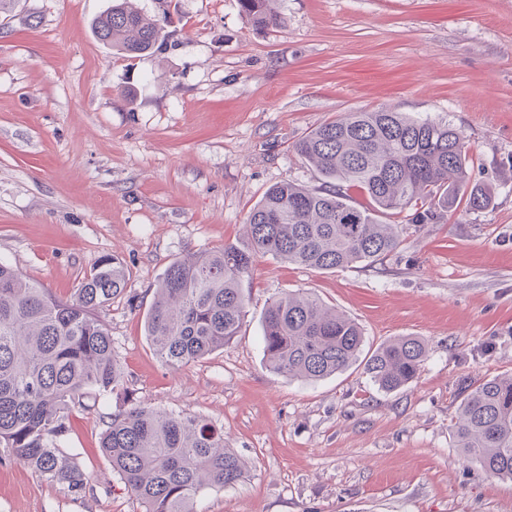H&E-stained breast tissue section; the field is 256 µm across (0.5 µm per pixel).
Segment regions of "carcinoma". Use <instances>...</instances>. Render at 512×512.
I'll use <instances>...</instances> for the list:
<instances>
[{"instance_id":"carcinoma-1","label":"carcinoma","mask_w":512,"mask_h":512,"mask_svg":"<svg viewBox=\"0 0 512 512\" xmlns=\"http://www.w3.org/2000/svg\"><path fill=\"white\" fill-rule=\"evenodd\" d=\"M275 2L239 0L257 27L283 22ZM93 32L130 56L155 51L167 37L128 0H113ZM294 149L323 186H270L246 219L247 245L175 260L162 273L145 333L166 366L180 369L237 336L246 315L240 284L256 256L320 270L374 262L398 248L403 230L379 215L410 212L411 223L430 224L462 204L480 211L493 201L490 187L470 181L469 145L448 121L346 112L308 132ZM352 186L370 206L350 202L346 188ZM127 280L124 264L105 256L62 300L0 263V447L41 479L80 493L88 478L63 448L70 416L90 390L121 396L129 407L107 421L102 454L145 512H197L201 493L239 483L245 464L212 422L133 401L110 330L98 316L124 293ZM364 342L358 323L317 297L288 292L265 311L264 358L283 376L333 375L358 360ZM427 352L421 338L401 336L364 358V371L378 388L399 390L417 378ZM452 432L465 461L512 480V375L465 389Z\"/></svg>"}]
</instances>
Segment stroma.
<instances>
[{
  "instance_id": "35a3bbf8",
  "label": "stroma",
  "mask_w": 512,
  "mask_h": 512,
  "mask_svg": "<svg viewBox=\"0 0 512 512\" xmlns=\"http://www.w3.org/2000/svg\"><path fill=\"white\" fill-rule=\"evenodd\" d=\"M111 0H18L0 16V262L67 299L106 255L130 272L101 314L138 401L223 427L247 473L198 512H512V483L455 446L464 388L512 374V0H281L259 28L238 0H134L173 36L130 57L93 21ZM443 119L470 144L482 211L405 225L372 264L316 270L257 257L234 339L172 370L144 321L166 266L242 244L271 185L318 187L295 141L346 112ZM308 292L365 345L426 341L419 377L379 390L362 366L304 382L262 348L268 304ZM122 398L90 394L64 445L78 494L0 447V512H143L99 444Z\"/></svg>"
}]
</instances>
